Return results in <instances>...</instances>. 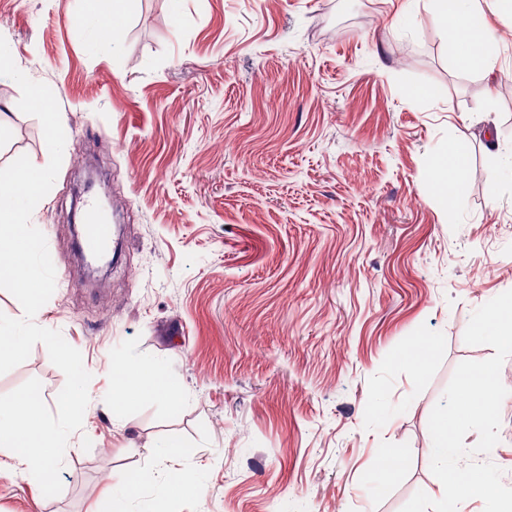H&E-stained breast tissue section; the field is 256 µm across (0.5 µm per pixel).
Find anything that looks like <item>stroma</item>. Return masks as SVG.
Wrapping results in <instances>:
<instances>
[{"label":"stroma","mask_w":512,"mask_h":512,"mask_svg":"<svg viewBox=\"0 0 512 512\" xmlns=\"http://www.w3.org/2000/svg\"><path fill=\"white\" fill-rule=\"evenodd\" d=\"M75 0H0L16 66L47 84L66 136L32 221L55 291L37 325L59 331L91 375L62 491L44 496L0 460V512H107L118 471L141 490L126 512H401L439 498L428 421L471 346L473 312L512 290V18L484 9L496 69L455 67L425 0H137L113 36L77 32ZM440 85L434 100L409 87ZM0 77V168L48 162L40 121ZM466 152L455 219L431 191L449 140ZM99 162L122 256L75 269L86 155ZM434 340L425 367L404 353ZM161 364L168 397L112 425V359ZM63 372L36 344L0 395ZM499 442L485 461L512 487V357ZM200 496L164 505L160 451ZM383 448L397 449L396 463ZM396 467L398 476L384 472Z\"/></svg>","instance_id":"35a3bbf8"}]
</instances>
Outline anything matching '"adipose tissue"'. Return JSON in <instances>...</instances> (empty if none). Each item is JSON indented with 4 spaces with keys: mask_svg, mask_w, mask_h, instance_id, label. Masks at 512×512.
Here are the masks:
<instances>
[{
    "mask_svg": "<svg viewBox=\"0 0 512 512\" xmlns=\"http://www.w3.org/2000/svg\"><path fill=\"white\" fill-rule=\"evenodd\" d=\"M429 13L443 32L457 68L491 72L498 60V44L493 33L480 19L481 0H427ZM465 164V154L456 142L434 163V190L448 216H455L463 196L458 173ZM168 383L161 367L143 363L135 365L116 358L112 361V406L114 424H121L123 411L133 400L163 398Z\"/></svg>",
    "mask_w": 512,
    "mask_h": 512,
    "instance_id": "adipose-tissue-1",
    "label": "adipose tissue"
}]
</instances>
